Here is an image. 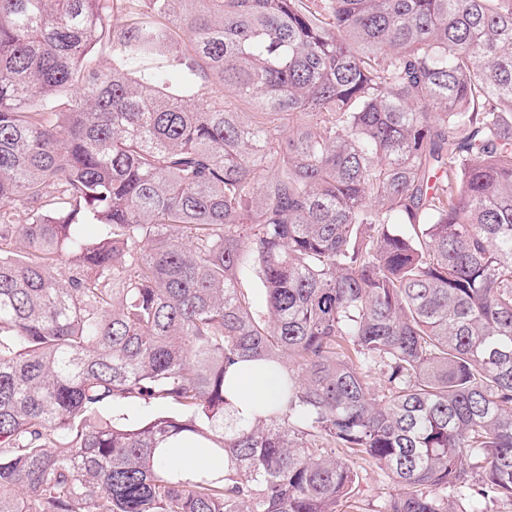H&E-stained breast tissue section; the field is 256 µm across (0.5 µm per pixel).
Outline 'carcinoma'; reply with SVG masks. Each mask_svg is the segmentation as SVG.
Segmentation results:
<instances>
[{
  "mask_svg": "<svg viewBox=\"0 0 512 512\" xmlns=\"http://www.w3.org/2000/svg\"><path fill=\"white\" fill-rule=\"evenodd\" d=\"M360 461L512 506V0H0V512H342ZM282 372L263 360L242 363L226 381L230 409L242 419L253 420L280 397ZM163 448H168L164 457L167 466L176 471L194 474L224 469V458L213 455L205 444L178 437L168 440Z\"/></svg>",
  "mask_w": 512,
  "mask_h": 512,
  "instance_id": "cac0c4a2",
  "label": "carcinoma"
}]
</instances>
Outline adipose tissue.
<instances>
[{
  "label": "adipose tissue",
  "mask_w": 512,
  "mask_h": 512,
  "mask_svg": "<svg viewBox=\"0 0 512 512\" xmlns=\"http://www.w3.org/2000/svg\"><path fill=\"white\" fill-rule=\"evenodd\" d=\"M281 371L262 360L239 365L226 381V396L230 408L242 419L251 420L280 397ZM165 462L176 471L192 474L214 472L224 467L223 458L213 455L205 444L173 438L166 443Z\"/></svg>",
  "instance_id": "obj_1"
}]
</instances>
